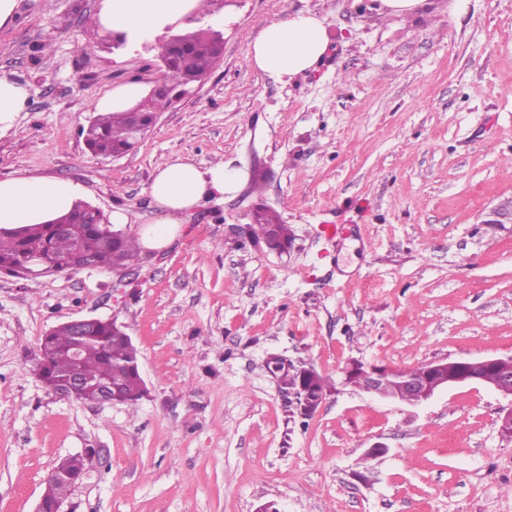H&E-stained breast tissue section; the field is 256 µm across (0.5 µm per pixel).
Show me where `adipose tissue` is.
<instances>
[{
  "instance_id": "ef3b65f1",
  "label": "adipose tissue",
  "mask_w": 512,
  "mask_h": 512,
  "mask_svg": "<svg viewBox=\"0 0 512 512\" xmlns=\"http://www.w3.org/2000/svg\"><path fill=\"white\" fill-rule=\"evenodd\" d=\"M94 20L99 28L125 35L127 47L137 48L154 42L167 27L181 29L198 20L214 24L218 17L206 14L201 0H101ZM328 45L324 22L298 13L268 23L246 59L268 76L291 79L314 69ZM237 185V174L220 163L201 168L180 157L165 162L149 186L157 217L143 230L142 246L166 247L189 213L206 199L235 192ZM85 193L81 183L49 176L18 174L0 179V228L55 222Z\"/></svg>"
}]
</instances>
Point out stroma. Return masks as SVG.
<instances>
[{
  "mask_svg": "<svg viewBox=\"0 0 512 512\" xmlns=\"http://www.w3.org/2000/svg\"><path fill=\"white\" fill-rule=\"evenodd\" d=\"M100 0H19L0 28V74L26 111L0 136V178L72 179L131 234L153 223L159 165L182 157L239 173L234 194L186 217L133 277L109 269L0 273V512H34L63 458L99 456L67 512H512V401L476 383L412 407L352 388L301 418L270 355L337 380L350 361L407 369L512 355V226L481 224L512 197V0H244L224 55L135 148L95 156L92 102L159 76V48L118 52L89 25ZM321 18L318 67L278 80L249 66L265 27ZM276 211L278 253L237 236ZM117 319L149 393L133 405L49 392L42 336ZM386 446L364 480L356 462Z\"/></svg>",
  "mask_w": 512,
  "mask_h": 512,
  "instance_id": "obj_1",
  "label": "stroma"
}]
</instances>
